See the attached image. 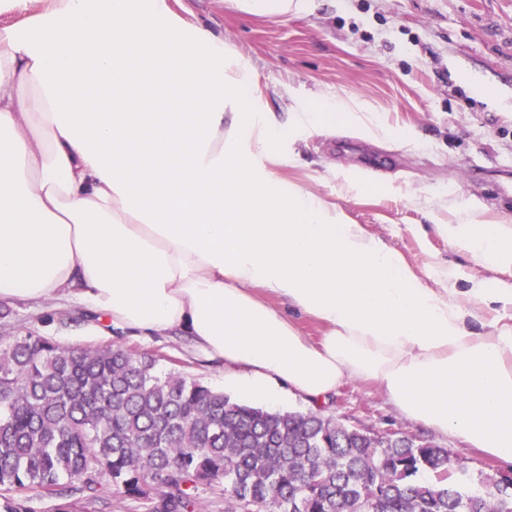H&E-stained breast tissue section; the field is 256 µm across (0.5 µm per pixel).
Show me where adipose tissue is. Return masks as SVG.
I'll list each match as a JSON object with an SVG mask.
<instances>
[{
  "instance_id": "1",
  "label": "adipose tissue",
  "mask_w": 512,
  "mask_h": 512,
  "mask_svg": "<svg viewBox=\"0 0 512 512\" xmlns=\"http://www.w3.org/2000/svg\"><path fill=\"white\" fill-rule=\"evenodd\" d=\"M1 14L15 21L0 26V301L69 294L107 327L184 332L226 387L267 404L283 383L319 401L375 382L407 419L512 465V328H471L512 288L431 286L281 179L287 131L325 113L279 122L223 35L172 0H0ZM441 231L512 266L511 225ZM297 313L326 334L303 336Z\"/></svg>"
}]
</instances>
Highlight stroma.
I'll use <instances>...</instances> for the list:
<instances>
[{
	"label": "stroma",
	"mask_w": 512,
	"mask_h": 512,
	"mask_svg": "<svg viewBox=\"0 0 512 512\" xmlns=\"http://www.w3.org/2000/svg\"><path fill=\"white\" fill-rule=\"evenodd\" d=\"M187 20L223 34L248 62L260 107L280 121L306 109L361 113L359 127L332 124L283 140L293 163L278 174L343 210L349 223L401 253L427 282L465 289L472 277L512 288V267L481 265L438 227L461 214L512 225V0H321L288 19L241 12L234 0H176ZM480 80L491 93L474 92ZM0 336L32 332L66 346L119 343L160 356L204 384L224 369L185 336L103 331L64 296L8 302ZM321 409L372 432L434 439L471 472L502 463L453 436L403 418L374 384L344 380Z\"/></svg>",
	"instance_id": "obj_1"
}]
</instances>
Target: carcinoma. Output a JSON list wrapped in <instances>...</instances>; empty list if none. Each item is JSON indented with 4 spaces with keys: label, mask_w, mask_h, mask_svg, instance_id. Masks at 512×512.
I'll list each match as a JSON object with an SVG mask.
<instances>
[{
    "label": "carcinoma",
    "mask_w": 512,
    "mask_h": 512,
    "mask_svg": "<svg viewBox=\"0 0 512 512\" xmlns=\"http://www.w3.org/2000/svg\"><path fill=\"white\" fill-rule=\"evenodd\" d=\"M159 358L112 344L70 348L0 336V498L81 493L198 512H512V477L471 475L431 439L381 440L319 411L232 400Z\"/></svg>",
    "instance_id": "cac0c4a2"
}]
</instances>
